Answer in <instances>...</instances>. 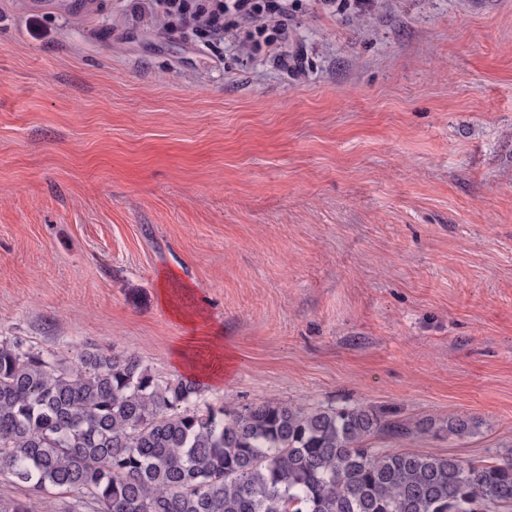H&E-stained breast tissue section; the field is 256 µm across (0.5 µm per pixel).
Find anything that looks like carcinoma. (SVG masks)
I'll return each mask as SVG.
<instances>
[{
    "mask_svg": "<svg viewBox=\"0 0 512 512\" xmlns=\"http://www.w3.org/2000/svg\"><path fill=\"white\" fill-rule=\"evenodd\" d=\"M133 356L71 366L0 341V474L78 492L68 512H512V452L476 464L372 448L411 428L370 406L196 404ZM459 414L439 430L476 433Z\"/></svg>",
    "mask_w": 512,
    "mask_h": 512,
    "instance_id": "obj_1",
    "label": "carcinoma"
}]
</instances>
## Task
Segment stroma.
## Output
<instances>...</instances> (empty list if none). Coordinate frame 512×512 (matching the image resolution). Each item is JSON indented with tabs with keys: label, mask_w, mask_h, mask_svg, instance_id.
Instances as JSON below:
<instances>
[{
	"label": "stroma",
	"mask_w": 512,
	"mask_h": 512,
	"mask_svg": "<svg viewBox=\"0 0 512 512\" xmlns=\"http://www.w3.org/2000/svg\"><path fill=\"white\" fill-rule=\"evenodd\" d=\"M188 285L235 360L200 403L364 404L512 448V0H303L288 61L151 0H0V341L180 378ZM479 424V421L474 418L464 414H459L448 417L445 424L437 428L438 430L433 431L435 422L432 421L418 422L414 428L421 433L446 431L450 436L466 437L475 434L478 430Z\"/></svg>",
	"instance_id": "1"
}]
</instances>
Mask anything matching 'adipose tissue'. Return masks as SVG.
<instances>
[{
	"label": "adipose tissue",
	"instance_id": "adipose-tissue-1",
	"mask_svg": "<svg viewBox=\"0 0 512 512\" xmlns=\"http://www.w3.org/2000/svg\"><path fill=\"white\" fill-rule=\"evenodd\" d=\"M177 312L188 327L175 350L177 367L189 377L223 383L226 356L217 331L198 310L181 306Z\"/></svg>",
	"mask_w": 512,
	"mask_h": 512
}]
</instances>
